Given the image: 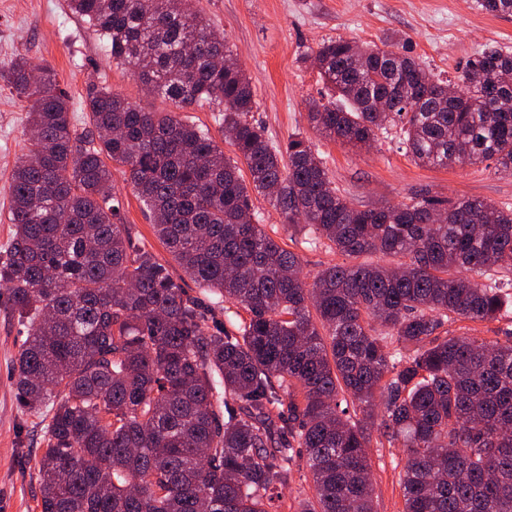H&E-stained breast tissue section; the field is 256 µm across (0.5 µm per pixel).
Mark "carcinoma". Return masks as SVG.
Instances as JSON below:
<instances>
[{
	"instance_id": "carcinoma-1",
	"label": "carcinoma",
	"mask_w": 512,
	"mask_h": 512,
	"mask_svg": "<svg viewBox=\"0 0 512 512\" xmlns=\"http://www.w3.org/2000/svg\"><path fill=\"white\" fill-rule=\"evenodd\" d=\"M477 4L512 16V0ZM70 8L146 89L182 110L223 106L235 157L179 113L106 87L89 88L79 131L53 68L18 57L0 70L31 102L0 288L27 329L17 399L46 413L41 512H278L302 462L313 493L297 512H374L373 442L403 449V512H512V331L491 343L448 329L512 307V208L421 195L356 209L306 137L276 145L250 120V80L193 0ZM305 57L331 92L309 121L333 140L369 148L394 129L418 166L458 164L465 146L468 163L512 172V112L492 96L512 99V52L468 60L451 97L427 92L448 80L405 43L330 39ZM401 82L417 92L395 95ZM110 160L200 295L123 223ZM251 190L308 243L396 265L308 278L247 219Z\"/></svg>"
}]
</instances>
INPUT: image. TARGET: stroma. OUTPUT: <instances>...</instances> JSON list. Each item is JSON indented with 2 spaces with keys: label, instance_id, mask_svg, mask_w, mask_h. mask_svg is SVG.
Returning a JSON list of instances; mask_svg holds the SVG:
<instances>
[{
  "label": "stroma",
  "instance_id": "1",
  "mask_svg": "<svg viewBox=\"0 0 512 512\" xmlns=\"http://www.w3.org/2000/svg\"><path fill=\"white\" fill-rule=\"evenodd\" d=\"M194 7L223 32L250 78L258 102L252 117L266 136L277 144L297 133L307 136L354 207L396 205L426 192L453 201L512 204V173L494 172L487 163L421 167L398 138L383 137L372 148L357 150L313 131L309 106L326 102L327 88L302 58L307 48L338 37L368 43L403 39L429 71L454 79L485 47L512 51V16L488 13L476 0H195ZM19 55L55 70L71 97L77 127L87 121L84 97L92 83L150 111L176 110L167 97L149 93L129 66L112 63L104 42L70 10L68 0H0V64ZM28 111V102L0 83V246L12 232L11 175L24 152ZM112 181L125 223L160 261L171 262L123 166L113 165ZM252 202L268 233L300 257L305 273L342 262L336 252L289 240L268 201L256 194ZM25 338L0 289V512H40L33 494L42 421L21 408L15 388L16 359ZM368 453L375 512H403L402 449L372 447Z\"/></svg>",
  "mask_w": 512,
  "mask_h": 512
}]
</instances>
